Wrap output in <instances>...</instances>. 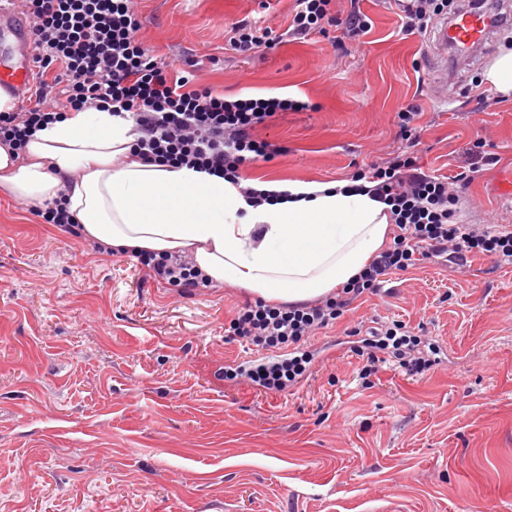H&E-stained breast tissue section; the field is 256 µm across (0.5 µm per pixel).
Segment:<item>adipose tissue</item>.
Returning a JSON list of instances; mask_svg holds the SVG:
<instances>
[{
	"mask_svg": "<svg viewBox=\"0 0 512 512\" xmlns=\"http://www.w3.org/2000/svg\"><path fill=\"white\" fill-rule=\"evenodd\" d=\"M132 119L69 111L30 138L24 157L0 144V190L41 205L65 198L84 238L114 252L189 255L210 285L288 305L348 283L385 245L392 220L340 183L252 180L290 201L254 206L237 185L132 156Z\"/></svg>",
	"mask_w": 512,
	"mask_h": 512,
	"instance_id": "ef3b65f1",
	"label": "adipose tissue"
}]
</instances>
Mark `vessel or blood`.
Instances as JSON below:
<instances>
[{
	"instance_id": "obj_1",
	"label": "vessel or blood",
	"mask_w": 512,
	"mask_h": 512,
	"mask_svg": "<svg viewBox=\"0 0 512 512\" xmlns=\"http://www.w3.org/2000/svg\"><path fill=\"white\" fill-rule=\"evenodd\" d=\"M503 20V15L485 9L463 11L437 27L431 44L437 56L444 58L452 53L463 61H477L491 51L493 31ZM0 32L12 38L22 58L16 68L0 72V89L23 92L29 84L32 50L23 23L3 4H0Z\"/></svg>"
}]
</instances>
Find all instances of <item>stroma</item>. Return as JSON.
I'll return each mask as SVG.
<instances>
[{
    "instance_id": "stroma-1",
    "label": "stroma",
    "mask_w": 512,
    "mask_h": 512,
    "mask_svg": "<svg viewBox=\"0 0 512 512\" xmlns=\"http://www.w3.org/2000/svg\"><path fill=\"white\" fill-rule=\"evenodd\" d=\"M138 0L140 35L220 95L296 97L260 126L282 154L251 177L350 179L421 114L423 171L453 175L485 144L460 204L467 224H512V99L481 109V68L449 62L438 96L426 34L387 0H359L362 42L336 30L251 60L227 49L241 19L288 25L294 0ZM250 292H180L137 258L94 252L0 193V512H512V266L431 259L389 275L307 341L311 376L285 393L224 378L255 359L230 336ZM395 321L435 346L430 370L381 366L365 388L345 328Z\"/></svg>"
}]
</instances>
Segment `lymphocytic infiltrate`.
Masks as SVG:
<instances>
[{
  "instance_id": "f902f5d3",
  "label": "lymphocytic infiltrate",
  "mask_w": 512,
  "mask_h": 512,
  "mask_svg": "<svg viewBox=\"0 0 512 512\" xmlns=\"http://www.w3.org/2000/svg\"><path fill=\"white\" fill-rule=\"evenodd\" d=\"M404 34L425 33L448 0H393ZM26 20L35 51V67H58L62 102L48 103L46 90L34 104L0 113V143L13 151L25 148L33 133L60 119L69 110L110 109L130 114L138 137L134 150L149 163L195 168L239 183L249 164L270 160L278 146L256 139L254 130L281 112H300L308 102L278 96L249 97L214 94L194 87V73L172 79L168 64L140 38L137 0H14ZM357 41L372 28L359 10L341 14L335 0H295L283 36L246 20L232 24L228 45L239 55H262L283 38L302 39L328 28ZM405 149L390 152L367 164L357 180L372 183L373 194L389 206L394 236L350 282L336 294L314 303L275 305L263 299L246 301L230 327L234 336L269 351L266 362L228 367L225 377H243L266 392H284L309 371L314 355L304 344L314 331L343 319L354 300L377 294L386 277L404 272L431 257H443L462 266L468 257L490 258L496 266L512 265V225L477 226L459 220L457 206L476 166L453 176L420 171L411 148L417 143L419 113L411 106L398 113ZM137 258L151 277L174 288H201L205 279L196 266L181 256L140 252ZM358 354L365 364L359 371L368 379L378 370L377 352L398 359L401 367L420 374L428 360L417 357L420 341L395 324L383 331L359 333Z\"/></svg>"
}]
</instances>
